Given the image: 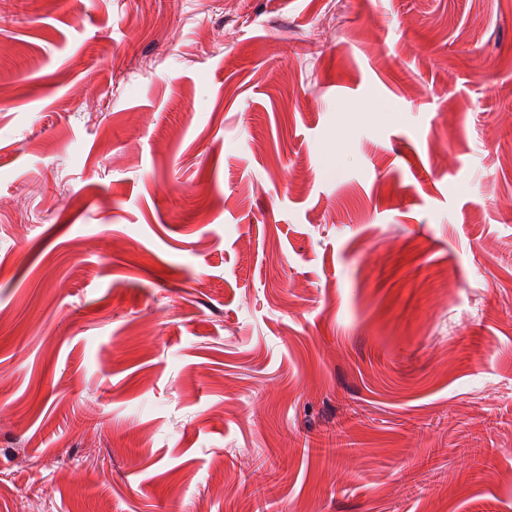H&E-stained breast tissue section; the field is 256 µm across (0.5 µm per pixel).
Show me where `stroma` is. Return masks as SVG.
<instances>
[{"instance_id":"stroma-1","label":"stroma","mask_w":512,"mask_h":512,"mask_svg":"<svg viewBox=\"0 0 512 512\" xmlns=\"http://www.w3.org/2000/svg\"><path fill=\"white\" fill-rule=\"evenodd\" d=\"M0 512H512V0H0Z\"/></svg>"}]
</instances>
